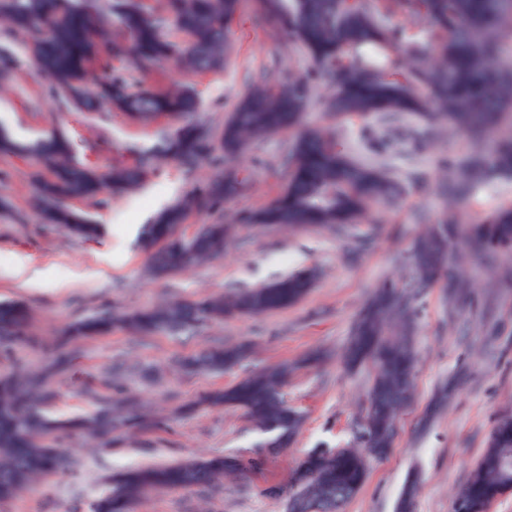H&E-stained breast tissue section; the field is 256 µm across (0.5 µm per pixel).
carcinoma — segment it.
I'll use <instances>...</instances> for the list:
<instances>
[{
	"mask_svg": "<svg viewBox=\"0 0 512 512\" xmlns=\"http://www.w3.org/2000/svg\"><path fill=\"white\" fill-rule=\"evenodd\" d=\"M245 0H0V36L23 40L33 69L47 79L43 96L55 108L86 112L117 111L152 121L166 115L182 124L158 131L156 141L138 151L130 165L106 172L76 161L68 140L53 130L21 142L0 130V153L24 156L47 170L33 180L32 196L40 224L94 239L103 225L72 206L102 194L137 189L165 160L184 166L208 164L212 176L142 225L140 245L148 271L164 278L224 254L240 230L271 227L284 232L326 229L347 235L378 223L377 207L402 194L401 180L387 171V157L355 160L336 145V127L311 125V81L332 84L327 116L338 122L378 119L396 148L411 137L398 127L405 114L428 125L427 147L446 130L491 146L444 162L450 175L440 184L442 214L426 225L410 256L416 288H445L453 301L472 288L462 264L475 251L495 264L512 253V205L502 206L479 223L462 228L448 209L471 191L498 178H512V0H254L255 23L273 19L280 39L306 54L312 75L277 74L250 85L224 126L215 132L198 127L190 116L200 111L193 90L177 81L163 89L144 85L143 76L163 60L178 56L185 70L205 74L223 67L233 43L231 24ZM395 10L418 25L433 26L432 39L409 47L388 24ZM399 72L401 80L393 78ZM16 75L13 53L0 51V91ZM291 133L281 164L288 169L283 192L266 207L244 212L234 224H202L186 234L190 212L209 215L233 198L239 180L231 170L241 154L267 137ZM314 269L287 274L272 283L231 295L172 298L146 309H102L63 331L44 368L17 366L0 377V499H13L49 475L64 474L73 461L54 445L56 435L75 429L91 439L107 440L124 428L148 430L153 420L136 392L114 401L103 397L99 410L71 421L53 418L49 380L71 360L67 345L113 329L143 336H177L213 321L286 309L313 287ZM408 285L394 280L374 290L351 328L342 363L371 369L367 423L359 445L334 452L311 451L307 466L295 469L288 498L290 512L315 502L338 512L359 490L367 472L364 449L386 454L393 441L386 433L413 387L415 311ZM29 309L0 301V343L30 345ZM248 356L243 346H209L178 360L185 371L220 374ZM294 366L266 368L224 389L205 393L200 406L243 410L265 437L264 448H286L304 415L285 397ZM512 415L500 417L468 482L455 495L475 508L512 481ZM261 452L247 458L212 455L162 466L128 468L112 477L92 502L91 512H138L159 490L209 491L230 473H260Z\"/></svg>",
	"mask_w": 512,
	"mask_h": 512,
	"instance_id": "1",
	"label": "carcinoma"
}]
</instances>
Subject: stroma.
<instances>
[{
	"label": "stroma",
	"mask_w": 512,
	"mask_h": 512,
	"mask_svg": "<svg viewBox=\"0 0 512 512\" xmlns=\"http://www.w3.org/2000/svg\"><path fill=\"white\" fill-rule=\"evenodd\" d=\"M233 37L236 54L224 71L184 76L168 61L147 74L146 83L184 79L201 99L200 121L214 128L223 124L261 72L273 73L287 64L299 73L311 67L308 58L278 48L272 29L257 26L250 12L239 15ZM42 83L28 60H21L15 87L0 93V128L19 139L58 130L68 137L75 160L102 172L129 161L135 148L151 145L158 127L170 123L163 117L157 125L143 127L119 112L60 114L39 100ZM287 143V137L279 135L249 149L239 166L242 191L227 204V211L255 210L279 194L287 177L279 158ZM473 148L468 137L451 135L418 156L395 157L396 170H417L421 179L405 182L398 203L382 211L380 235L357 254L325 231L283 235L253 228L240 232L223 258L161 281L146 273L147 257L137 246L139 228L201 181L208 166L189 169L175 161L164 163L141 189L109 197L103 205L82 203V210L105 227L102 238L84 241L35 229L30 198L38 167L29 159L0 156V301L30 306V333L40 340L39 345L13 350L0 346V375L19 365H45L46 343L68 323L108 303L141 309L169 297L255 288L303 268L321 270L312 291L285 310L230 319L178 338L134 337L115 330L82 341L69 370L55 381L52 410L57 416L69 419L95 411L97 404L88 392L100 373L113 365H135L152 367L153 373L148 379L128 378V386L162 408L164 420L159 428L139 433L108 453L88 448L84 437L72 438V472L48 476L32 490L0 502V512H90L112 474L123 469L202 454H253L261 436L244 414L198 406L199 397L317 348L332 355L340 352L372 290L401 274L422 218L439 213L435 173L440 159ZM509 203L512 180L492 182L463 202L459 220L472 223ZM468 271L481 286L454 313L446 312L439 289L418 296L414 399L400 419L392 450L370 463L364 484L344 512H395L404 486L413 478L419 481L416 512H451L455 488L468 479L499 416L512 412V279L488 275L475 263ZM218 342H250L254 352L221 375L186 376L172 369L175 357ZM444 383L453 392L447 410L427 415L436 388ZM286 392L307 418L293 445L266 451L263 481L281 486L288 485L293 468L309 451L353 442L354 422L366 405L367 373L346 371L332 358L298 371ZM205 503L212 512H285L284 499L262 496L230 479L207 496L197 491L152 495L141 512H199Z\"/></svg>",
	"instance_id": "35a3bbf8"
}]
</instances>
